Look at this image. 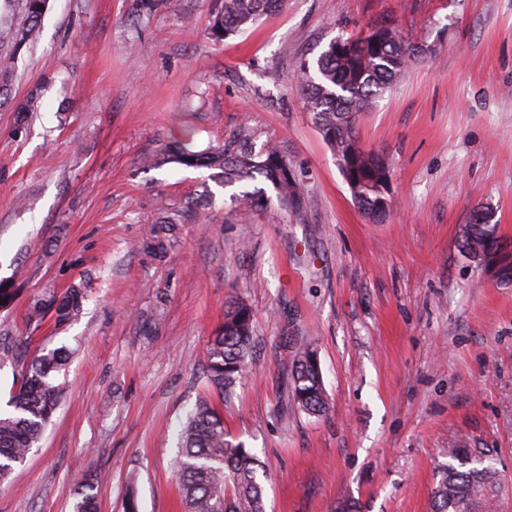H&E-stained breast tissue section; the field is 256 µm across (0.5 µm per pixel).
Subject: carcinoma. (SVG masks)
<instances>
[{"instance_id": "1", "label": "carcinoma", "mask_w": 512, "mask_h": 512, "mask_svg": "<svg viewBox=\"0 0 512 512\" xmlns=\"http://www.w3.org/2000/svg\"><path fill=\"white\" fill-rule=\"evenodd\" d=\"M47 0H25V20L18 43H32L38 36ZM283 0H224L212 17L209 34L216 41L244 32L262 17L280 11ZM420 53L403 33L392 25H380L356 37L333 40L317 58L316 71L300 68V85L307 107L314 116L324 141L340 166L355 201L372 219L380 220L383 194L382 160L371 154L365 158L342 153V146L356 139L359 113L381 92L401 79ZM13 61L0 57V105L3 92L12 82ZM157 163L217 171L224 184L261 181L266 187L246 191L242 198L254 207L271 201L266 188L289 209L299 212L301 184L284 151L276 146L255 151L251 134L242 130L238 139L207 151L178 146L163 151ZM500 241L489 224L474 223L465 237L464 251L498 249ZM85 292L72 288L64 295L34 300L28 308L29 321L40 322L49 312L62 324L83 309ZM254 325L246 304L234 301L224 313V323L211 337L207 352L205 383L224 397L232 395L244 379L254 342ZM20 363L13 412L0 415V484L6 482L14 466L25 461L38 442L46 422L56 410L64 391L57 376L68 364L70 354L63 347L44 350ZM291 401L308 415L328 410L322 372L310 346L299 348L288 372ZM448 464L431 492L432 512H489L498 492L494 473L470 466L467 448H451ZM178 489L184 512H265L264 482L269 476L260 471L255 455L243 443L229 439L224 417L207 398L200 399L183 424L176 461ZM98 480L92 475L77 483L74 512H99Z\"/></svg>"}]
</instances>
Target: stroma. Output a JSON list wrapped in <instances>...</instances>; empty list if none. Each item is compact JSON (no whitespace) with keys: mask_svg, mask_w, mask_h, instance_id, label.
Wrapping results in <instances>:
<instances>
[{"mask_svg":"<svg viewBox=\"0 0 512 512\" xmlns=\"http://www.w3.org/2000/svg\"><path fill=\"white\" fill-rule=\"evenodd\" d=\"M49 0L0 105V411L13 350L70 351L66 393L0 485V512H182L177 434L230 299L254 315L250 374L214 398L266 469V512H431L452 448L502 478L512 512V281L462 248L475 207L512 243V0H286L221 42L220 0ZM387 22L430 52L361 112L389 171L382 220L357 205L299 87L333 39ZM38 91V111L18 104ZM249 128L284 149L304 215L233 202L207 168L154 158ZM81 288V313L30 324L32 300ZM316 352L329 399L297 409L287 368ZM98 480L96 476L85 475L77 483L74 512H98Z\"/></svg>","mask_w":512,"mask_h":512,"instance_id":"1","label":"stroma"}]
</instances>
